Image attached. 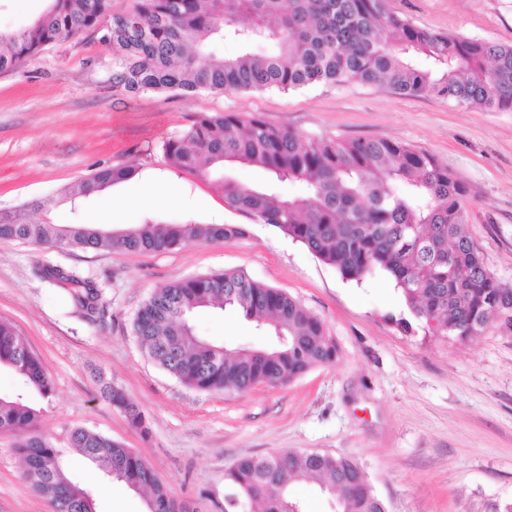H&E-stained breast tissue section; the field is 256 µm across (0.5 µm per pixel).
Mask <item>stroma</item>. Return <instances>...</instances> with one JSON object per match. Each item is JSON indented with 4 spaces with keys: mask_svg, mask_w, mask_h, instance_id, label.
Here are the masks:
<instances>
[{
    "mask_svg": "<svg viewBox=\"0 0 512 512\" xmlns=\"http://www.w3.org/2000/svg\"><path fill=\"white\" fill-rule=\"evenodd\" d=\"M388 7L419 28L512 42V0ZM222 112L258 113L314 138L383 137L429 151L468 189L464 220L487 269L512 284V112L357 83L123 94L112 87V51L97 36L49 47L0 74V209L53 195L97 168L132 165L137 179L60 204L51 219L91 224L123 195L122 230L150 220L244 230L165 252L0 240V320L25 337L53 380L52 397L35 401L36 429L63 449L73 480L95 495L99 512H147L145 493L105 478L70 448V431L85 428L140 454L187 512H219L224 472L238 458L286 450L356 459L387 512H497L512 502V329L496 323L464 342L419 326L403 332L393 283L343 279L300 242L227 208L213 180L165 164V141L194 115ZM147 196L153 205L140 206ZM46 266L95 282L103 320L78 316L68 286L39 277ZM235 270L319 316L336 342L335 362L241 394L195 391L157 366L132 333L141 303L168 283ZM195 325L216 342H266L229 309L201 311ZM100 373L140 406L147 432L100 397ZM15 444L0 432V512H52L24 478Z\"/></svg>",
    "mask_w": 512,
    "mask_h": 512,
    "instance_id": "1",
    "label": "stroma"
}]
</instances>
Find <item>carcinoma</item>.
<instances>
[{"mask_svg": "<svg viewBox=\"0 0 512 512\" xmlns=\"http://www.w3.org/2000/svg\"><path fill=\"white\" fill-rule=\"evenodd\" d=\"M89 31L111 48L112 88L126 94L289 91L356 82L405 97L433 95L461 108L512 112V43L417 28L391 12L387 0H133L121 14L112 12V0H49L28 26L0 31V72ZM224 41L238 52L217 57L213 46ZM162 151L169 166L203 178L226 166L259 170L261 188L218 178L225 206L302 243L349 281L384 275L401 295L397 323L407 331L416 322L433 336L465 342L496 320L512 324V288L486 268L463 224L467 188L427 150L387 138H309L259 114L225 112L197 115ZM133 173L130 167H100L57 198L1 210L0 239L163 252L190 240L242 234L227 224H138L116 232L32 219L61 200L89 197ZM285 183L298 194L279 196L276 189ZM42 279L78 285L75 306L86 315L97 312L100 290L93 281L57 268L44 270ZM227 306L271 330L270 344L219 345L195 334L191 320L198 310ZM132 331L154 362L202 392L285 384L337 356L321 318L241 272L156 289L136 312ZM2 368L22 390L52 397L53 381L42 362L1 321ZM101 395L134 427H144L138 405L122 389L103 380ZM38 414L21 394L0 396V430L17 437L35 491L53 512H96L92 495L68 477L60 450L36 433ZM69 442L104 475L150 491V512H184L131 449L83 428L72 430ZM311 475L322 480L337 512H386L355 460L291 450L238 459L225 472L222 512H249L253 504L263 512H302L289 488Z\"/></svg>", "mask_w": 512, "mask_h": 512, "instance_id": "cac0c4a2", "label": "carcinoma"}]
</instances>
